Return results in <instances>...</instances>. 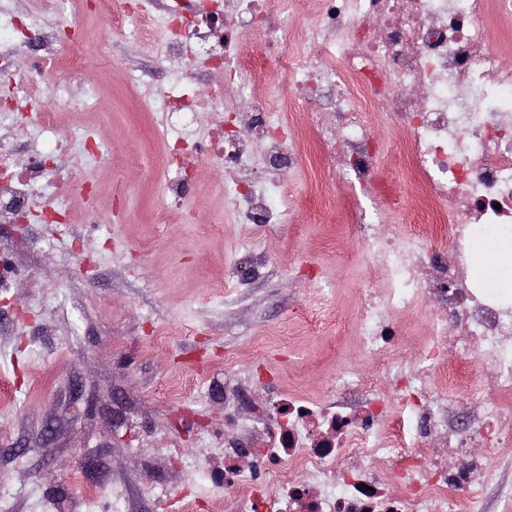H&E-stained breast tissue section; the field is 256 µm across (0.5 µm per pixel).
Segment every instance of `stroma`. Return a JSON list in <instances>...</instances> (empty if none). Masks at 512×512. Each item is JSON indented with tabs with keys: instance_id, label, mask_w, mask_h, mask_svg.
<instances>
[{
	"instance_id": "stroma-1",
	"label": "stroma",
	"mask_w": 512,
	"mask_h": 512,
	"mask_svg": "<svg viewBox=\"0 0 512 512\" xmlns=\"http://www.w3.org/2000/svg\"><path fill=\"white\" fill-rule=\"evenodd\" d=\"M153 24L117 37L115 0H79L96 69L81 79L55 70L40 124L0 76V150L25 165L42 158L26 224L0 218V252L16 274L0 283V512H232L205 461L224 446V402L233 377L246 399L296 392L327 396L337 373L371 369L358 311L384 276L364 253L355 203L375 207L391 233H408L415 202L403 188L408 162L391 127L380 175L367 188L325 184L331 165L314 142L284 175L288 224H242L224 209V169L189 154L187 201L164 196L179 177L167 165L174 139L194 144L215 113L183 115L160 132L169 95L183 87L164 54L167 8L193 15L198 0H154ZM102 142V155L85 149ZM89 193L78 192L74 177ZM68 212L41 221L42 206ZM431 307L396 316L398 340L417 355ZM185 387L184 403L168 399ZM473 369L449 390L455 424L490 397ZM185 449L171 462L172 448ZM79 471L80 484L69 479ZM474 512H512V446L496 449Z\"/></svg>"
}]
</instances>
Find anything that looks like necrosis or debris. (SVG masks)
Wrapping results in <instances>:
<instances>
[{
    "label": "necrosis or debris",
    "mask_w": 512,
    "mask_h": 512,
    "mask_svg": "<svg viewBox=\"0 0 512 512\" xmlns=\"http://www.w3.org/2000/svg\"><path fill=\"white\" fill-rule=\"evenodd\" d=\"M315 18L294 41L283 34V0H203L190 24L169 18L168 57L194 75L188 44L224 68L209 99L175 96L177 115L222 105L240 87L239 122L209 139L207 154L230 156L224 202L252 224H284L272 193L242 174L254 159L269 171L294 169L307 138L335 157L327 181L374 183L382 159L378 130L393 125L409 156L410 189L428 215L409 235L364 237L369 263L383 270L367 291L360 342L379 374L341 372L336 397L281 396L280 411L253 404L224 413V428L248 447L224 444L221 483L235 512H461L487 470L489 454L512 444V310L489 289L468 284L467 243L490 224L512 226V63L487 36L489 11L512 14V0H316ZM266 36L294 94H254L264 63L242 56L253 31ZM33 64L19 78L25 96L47 94L46 63L83 69L77 39L48 44L42 30L20 29ZM448 239L447 252L420 242ZM433 307L423 353L408 360L392 316ZM488 373L492 398L473 432L447 427L442 396L470 366ZM397 402H388L386 389Z\"/></svg>",
    "instance_id": "necrosis-or-debris-1"
}]
</instances>
